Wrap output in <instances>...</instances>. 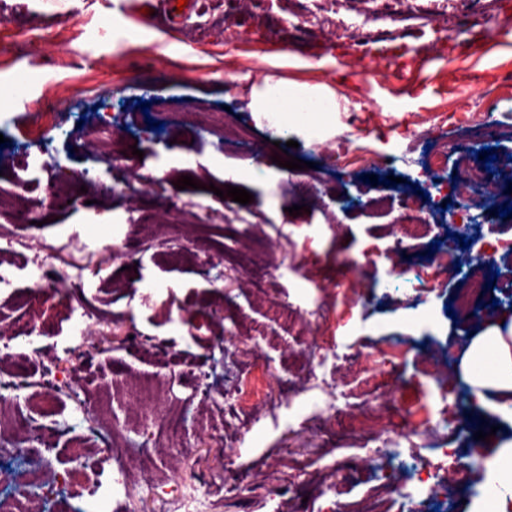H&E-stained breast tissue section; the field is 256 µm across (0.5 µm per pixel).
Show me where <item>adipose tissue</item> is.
I'll use <instances>...</instances> for the list:
<instances>
[{
  "mask_svg": "<svg viewBox=\"0 0 512 512\" xmlns=\"http://www.w3.org/2000/svg\"><path fill=\"white\" fill-rule=\"evenodd\" d=\"M252 107L258 119L269 126L295 123L311 139L318 138L336 119L335 95L274 81L255 91ZM488 359L495 365L490 373L482 368ZM462 368L478 409L512 423V321L498 319L474 336Z\"/></svg>",
  "mask_w": 512,
  "mask_h": 512,
  "instance_id": "ef3b65f1",
  "label": "adipose tissue"
}]
</instances>
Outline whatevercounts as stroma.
Wrapping results in <instances>:
<instances>
[{
  "label": "stroma",
  "mask_w": 512,
  "mask_h": 512,
  "mask_svg": "<svg viewBox=\"0 0 512 512\" xmlns=\"http://www.w3.org/2000/svg\"><path fill=\"white\" fill-rule=\"evenodd\" d=\"M495 2L201 0L200 16L170 32L123 17L117 0H0V328L39 334L23 366L0 363V469L21 470L10 421L22 414L57 438L30 459L54 475L91 458L108 512H406L413 489L388 484L392 471L436 448L468 462L489 452L460 364L470 337L512 315V251L495 247L512 239V214L452 225L460 199L438 194L423 235L393 241L408 221L402 198L453 181L479 136L452 121L460 106L492 128L496 205L512 199V93L498 85L512 47L491 36L474 55L432 32L493 15L512 30ZM270 78L334 90L335 130L311 140L258 120L250 95ZM418 116L428 139L405 132ZM96 124L143 159L116 161L91 137ZM48 127L47 157L35 143ZM290 140L308 169L273 163ZM341 143L338 166L324 152ZM443 145L444 167L428 171ZM260 165L269 180L248 181ZM136 172L154 179L133 198L122 186ZM184 176L194 187L173 190ZM230 185L252 201L220 199ZM450 233L490 254L496 275L491 295L454 317L445 306L466 277L428 255ZM351 259L363 274L348 272ZM49 275L64 296L35 293ZM348 288L364 302L348 305ZM82 304L101 316L87 330L69 316ZM310 369L308 391L290 393ZM395 378L419 424L392 457L358 427L392 410ZM167 416L182 425L178 443ZM113 444L123 461L104 454ZM229 457L243 488L225 484ZM484 478L474 468L467 482L445 480L429 512H470Z\"/></svg>",
  "instance_id": "obj_1"
}]
</instances>
